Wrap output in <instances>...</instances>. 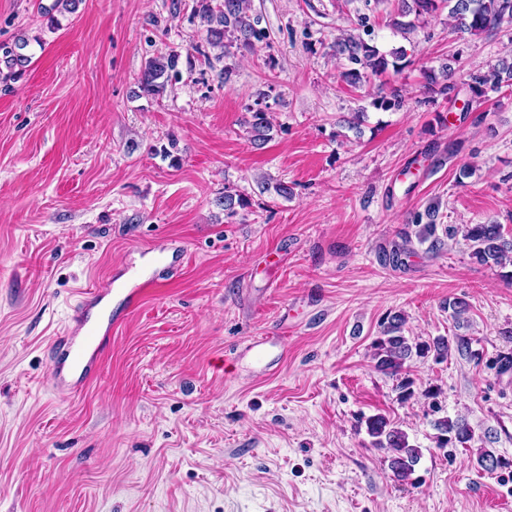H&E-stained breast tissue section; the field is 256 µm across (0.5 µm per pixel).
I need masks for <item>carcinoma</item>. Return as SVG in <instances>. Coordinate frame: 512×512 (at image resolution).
Returning <instances> with one entry per match:
<instances>
[{"mask_svg":"<svg viewBox=\"0 0 512 512\" xmlns=\"http://www.w3.org/2000/svg\"><path fill=\"white\" fill-rule=\"evenodd\" d=\"M400 16H414V20L395 21L399 30L414 27V21L434 16L442 9H448L454 30L461 34L478 35L498 27L506 19L512 20V0H400ZM249 0H197L196 11L207 25V40L210 45L226 49L236 44L248 47L262 38L248 14ZM29 39L22 35L12 45H0V80L7 82L20 77L30 56L25 53ZM337 56L347 62L346 70L340 77L350 86H360L372 77L381 76L392 70L396 73L406 68L411 61L406 59L405 50L398 48L389 52L381 51L359 35L347 34L336 38L333 45ZM179 55L169 53L148 60L142 70L140 89L154 98L166 92L171 73L177 71ZM428 91L441 96L450 103L458 100L462 90L452 79L450 67L440 72L425 69L422 72ZM512 86V62L501 60L487 70H476L469 74L466 82L470 111L490 92H498ZM403 104L398 89L380 91L372 99V106L383 111L397 110ZM251 140L257 146L271 139L273 126L268 112L258 107L251 110L247 120ZM465 239L469 242L471 256L481 264L496 267H512V238L504 236L499 224H471L467 227ZM404 317L388 315L381 321V336L371 345V359L376 370L392 376L400 375L415 358L433 356L444 360L453 352L472 353V339L455 335L451 338L438 336L429 341L417 342L404 334ZM365 428L371 438L372 447L387 454L389 469L393 477L401 482L410 480L421 459V449L410 443L408 435L395 426L387 417L377 414L365 420ZM442 448L466 446L475 438V430L464 419L449 417L437 421ZM477 463L480 467L494 471L512 465L493 452L478 449Z\"/></svg>","mask_w":512,"mask_h":512,"instance_id":"obj_1","label":"carcinoma"}]
</instances>
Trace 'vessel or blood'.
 Instances as JSON below:
<instances>
[{
  "label": "vessel or blood",
  "mask_w": 512,
  "mask_h": 512,
  "mask_svg": "<svg viewBox=\"0 0 512 512\" xmlns=\"http://www.w3.org/2000/svg\"><path fill=\"white\" fill-rule=\"evenodd\" d=\"M160 273L154 269L139 268L129 274L130 286L123 289V300L128 308H136L149 288L155 287ZM107 289L91 292L82 299L74 332L55 339L52 349L61 360L53 368L55 388L62 393L74 394L83 388L95 371L100 359L102 334L112 331V321L104 305ZM276 339L258 336L249 339L244 349L257 363L265 368L276 366L278 357L274 353Z\"/></svg>",
  "instance_id": "1"
}]
</instances>
